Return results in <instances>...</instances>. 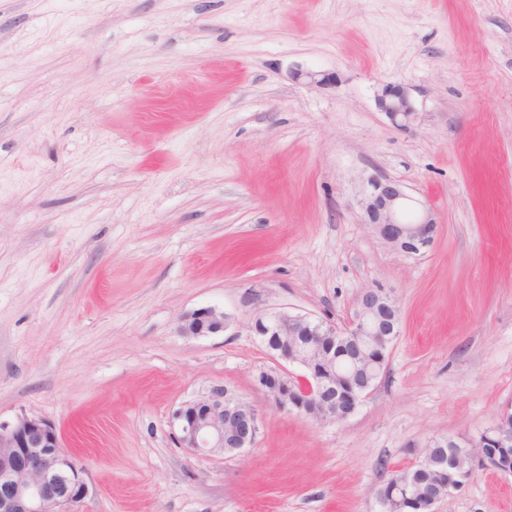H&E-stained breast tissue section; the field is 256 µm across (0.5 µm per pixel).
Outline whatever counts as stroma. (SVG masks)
Segmentation results:
<instances>
[{
    "label": "stroma",
    "mask_w": 512,
    "mask_h": 512,
    "mask_svg": "<svg viewBox=\"0 0 512 512\" xmlns=\"http://www.w3.org/2000/svg\"><path fill=\"white\" fill-rule=\"evenodd\" d=\"M371 175L431 209L427 252L363 224ZM376 286L382 379L341 422L277 409L254 312L342 330ZM204 306L224 335H181ZM214 385L258 434L193 455L170 414ZM510 404L512 0H0V419L56 424L84 512H381L393 471ZM436 512H512V475L474 461ZM376 104L398 129H409L417 118L410 89L401 83L384 84L377 93Z\"/></svg>",
    "instance_id": "stroma-1"
}]
</instances>
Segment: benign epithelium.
I'll return each mask as SVG.
<instances>
[{"mask_svg":"<svg viewBox=\"0 0 512 512\" xmlns=\"http://www.w3.org/2000/svg\"><path fill=\"white\" fill-rule=\"evenodd\" d=\"M376 104L398 129H409L417 118L410 89L400 83L383 85ZM358 205L363 223L395 251L413 256L432 246L437 232L432 212L419 208L400 183L380 176L369 178ZM227 327L228 316L223 311L205 306L181 317L178 329L183 336L204 338L222 335ZM251 329L268 345L281 336L288 337L292 341L290 364L303 369L310 362L336 365L338 332L336 325L326 320L266 309L255 315ZM362 334L386 347L399 335L398 309L382 288H367L357 297L347 335ZM301 336H326L330 348L305 358L297 343ZM259 384L282 411H296L317 421L340 422L348 417L336 414V385L331 379L275 371L263 373ZM171 423L178 430L179 444L191 454L244 450L254 444L258 432L255 411L234 401L222 385L181 403L172 411ZM473 447L482 461L502 473H512L511 467L496 463L493 457L496 448H512V406L499 414ZM91 495L83 468L64 450L52 421L25 411L9 421L0 420V512H82Z\"/></svg>","mask_w":512,"mask_h":512,"instance_id":"7a95c632","label":"benign epithelium"}]
</instances>
